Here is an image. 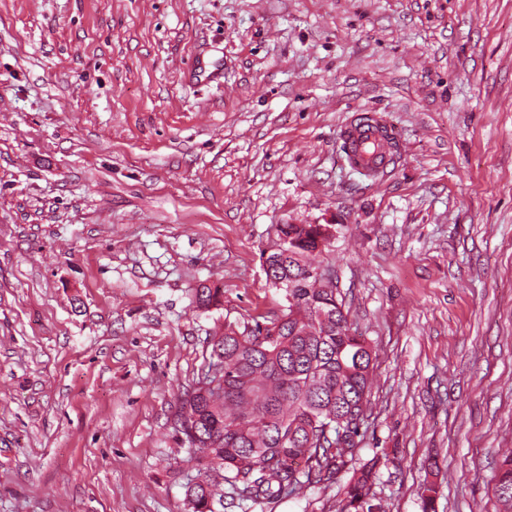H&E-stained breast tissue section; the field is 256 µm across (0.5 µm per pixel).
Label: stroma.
Listing matches in <instances>:
<instances>
[{
    "label": "stroma",
    "mask_w": 512,
    "mask_h": 512,
    "mask_svg": "<svg viewBox=\"0 0 512 512\" xmlns=\"http://www.w3.org/2000/svg\"><path fill=\"white\" fill-rule=\"evenodd\" d=\"M399 148L373 182L354 115ZM329 224L388 512H498L512 448V0H0V512H189L172 427L262 254ZM224 304L192 303L203 281ZM327 488L220 512H342ZM360 116L346 124L343 132L344 153L351 166L369 177L377 178L384 175L392 163L395 153L388 150L386 141L396 144V136L380 117L369 114ZM494 491L499 502V512H512V451L504 455L498 465Z\"/></svg>",
    "instance_id": "1"
}]
</instances>
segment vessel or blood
Listing matches in <instances>:
<instances>
[{
  "label": "vessel or blood",
  "mask_w": 512,
  "mask_h": 512,
  "mask_svg": "<svg viewBox=\"0 0 512 512\" xmlns=\"http://www.w3.org/2000/svg\"><path fill=\"white\" fill-rule=\"evenodd\" d=\"M395 140L393 129L373 115L347 123L343 132V146L348 162L373 178L386 173L394 158L388 145Z\"/></svg>",
  "instance_id": "obj_1"
}]
</instances>
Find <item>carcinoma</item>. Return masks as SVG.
<instances>
[{
  "instance_id": "cac0c4a2",
  "label": "carcinoma",
  "mask_w": 512,
  "mask_h": 512,
  "mask_svg": "<svg viewBox=\"0 0 512 512\" xmlns=\"http://www.w3.org/2000/svg\"><path fill=\"white\" fill-rule=\"evenodd\" d=\"M319 235L317 224L279 227L284 248L269 253L267 282L285 286L286 304L241 331L224 326L207 364L180 396L173 428L190 455L204 462L186 490L192 512H214L225 484L239 499L261 504L327 487L344 469L353 470L346 512H387L386 501L372 491L377 459L358 464L372 348L349 324L336 289L307 275ZM193 303L217 308L224 289L203 283ZM217 363L222 382L207 387ZM298 455L297 470L285 471L286 460ZM494 491L499 512H512V451L498 465Z\"/></svg>"
}]
</instances>
